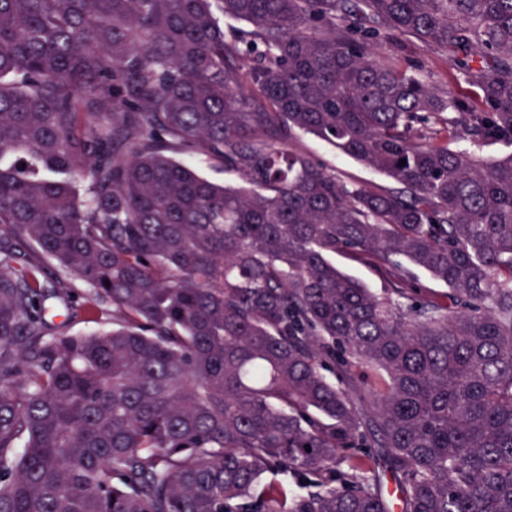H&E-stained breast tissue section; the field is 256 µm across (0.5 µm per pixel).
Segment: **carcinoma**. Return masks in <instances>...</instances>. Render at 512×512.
Wrapping results in <instances>:
<instances>
[{"instance_id": "carcinoma-1", "label": "carcinoma", "mask_w": 512, "mask_h": 512, "mask_svg": "<svg viewBox=\"0 0 512 512\" xmlns=\"http://www.w3.org/2000/svg\"><path fill=\"white\" fill-rule=\"evenodd\" d=\"M458 140L512 145V0H0V512H512V154ZM404 42L408 51L421 62V68L414 72L420 81L438 89L449 86L461 94L472 93L473 89L464 82L458 71L452 68L445 54L427 52L415 40L414 43L407 40ZM286 146L294 152L309 155L314 161L334 173L336 178L348 188L377 190L397 186L391 178L350 158L335 147L311 135L296 132L286 141ZM331 260L339 270L358 278L377 293H383L384 288H391L390 283L399 278L402 281L405 298L397 294H393L392 297L401 302L407 301V298L420 297H430L441 304L448 302V286L404 259L401 260L400 269L391 273L374 261L361 259L347 251L336 252L331 255Z\"/></svg>"}]
</instances>
